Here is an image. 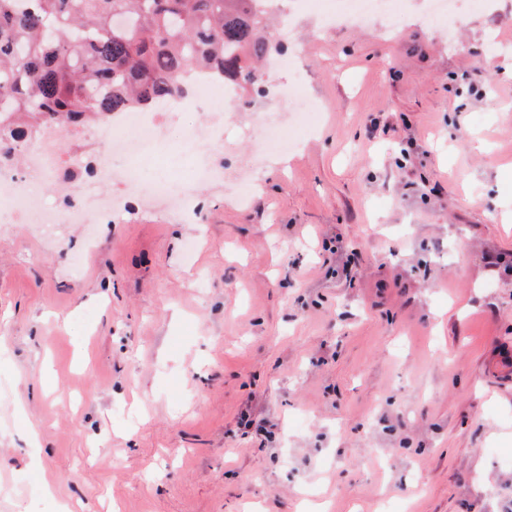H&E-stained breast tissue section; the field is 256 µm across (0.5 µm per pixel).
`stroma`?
<instances>
[{"instance_id": "35a3bbf8", "label": "stroma", "mask_w": 512, "mask_h": 512, "mask_svg": "<svg viewBox=\"0 0 512 512\" xmlns=\"http://www.w3.org/2000/svg\"><path fill=\"white\" fill-rule=\"evenodd\" d=\"M424 9L290 14L322 123L247 205L0 229V512H512V0ZM428 20L434 28H451L458 22L455 0H432Z\"/></svg>"}]
</instances>
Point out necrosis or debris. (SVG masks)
<instances>
[{"mask_svg":"<svg viewBox=\"0 0 512 512\" xmlns=\"http://www.w3.org/2000/svg\"><path fill=\"white\" fill-rule=\"evenodd\" d=\"M302 94L298 82L280 92L276 110L264 115L259 152L287 148L288 119L298 109ZM236 99L233 84L197 78L188 92L171 101L164 114L125 112L116 121L108 119L70 130L46 123L39 136L19 144L21 165L0 163V223L94 224L102 213L111 210V197L82 192L84 181L77 177L74 163L61 149L66 138L95 145L97 165L91 182H117L139 195L167 198L177 209L190 207L195 184L216 174L211 160L224 153V105ZM199 104L207 109L205 121L182 135L190 166L177 170L170 183L145 179L143 165L158 158V148L180 112ZM43 182L56 189L54 206H45L40 200L39 185Z\"/></svg>","mask_w":512,"mask_h":512,"instance_id":"4bbe7bcc","label":"necrosis or debris"}]
</instances>
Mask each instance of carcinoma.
<instances>
[{
	"label": "carcinoma",
	"mask_w": 512,
	"mask_h": 512,
	"mask_svg": "<svg viewBox=\"0 0 512 512\" xmlns=\"http://www.w3.org/2000/svg\"><path fill=\"white\" fill-rule=\"evenodd\" d=\"M268 0H0V157L47 121L156 110L195 68L253 86L282 55Z\"/></svg>",
	"instance_id": "obj_1"
}]
</instances>
